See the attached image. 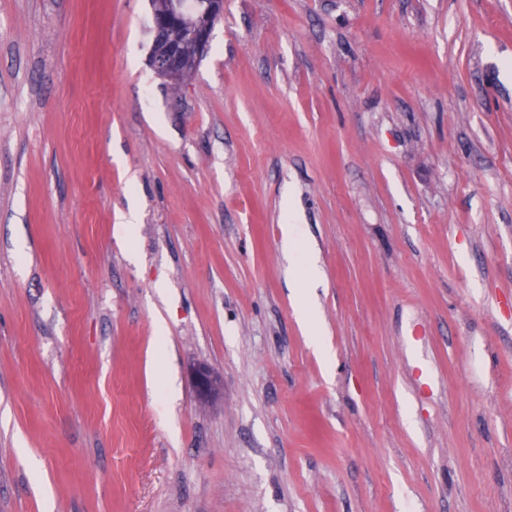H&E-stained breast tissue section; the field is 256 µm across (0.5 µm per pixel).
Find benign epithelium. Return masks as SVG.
<instances>
[{
  "mask_svg": "<svg viewBox=\"0 0 512 512\" xmlns=\"http://www.w3.org/2000/svg\"><path fill=\"white\" fill-rule=\"evenodd\" d=\"M152 7L151 67L161 77L182 81L195 71L207 51L213 26L224 15V0H199L191 18L184 15L180 0H154ZM192 376L199 398L216 392L218 381L208 367H197Z\"/></svg>",
  "mask_w": 512,
  "mask_h": 512,
  "instance_id": "benign-epithelium-1",
  "label": "benign epithelium"
}]
</instances>
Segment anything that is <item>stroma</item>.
Returning <instances> with one entry per match:
<instances>
[{"label":"stroma","mask_w":512,"mask_h":512,"mask_svg":"<svg viewBox=\"0 0 512 512\" xmlns=\"http://www.w3.org/2000/svg\"><path fill=\"white\" fill-rule=\"evenodd\" d=\"M150 25L0 0V512H512V0ZM198 3L195 15L189 18L179 0L153 2L150 64L157 75L182 81L195 71L207 51L213 26L224 15V0ZM281 250L291 266H294L299 259V254L303 252L305 258V266L307 270V278L310 283L317 280L319 270L315 260V254L309 247H305L303 250L297 239L294 238L292 231L288 225L283 229ZM298 318L305 332L309 336V344L320 357L327 359L321 336L322 331L316 320V313L307 289L300 288L296 294ZM196 395L201 399L211 397L218 388L214 373L206 366H198L192 373Z\"/></svg>","instance_id":"stroma-1"}]
</instances>
